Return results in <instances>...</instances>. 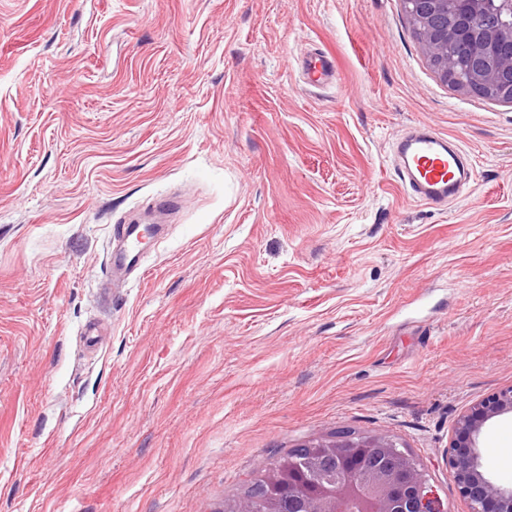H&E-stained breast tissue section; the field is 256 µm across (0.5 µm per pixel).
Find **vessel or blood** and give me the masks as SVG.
Here are the masks:
<instances>
[{"instance_id": "obj_1", "label": "vessel or blood", "mask_w": 512, "mask_h": 512, "mask_svg": "<svg viewBox=\"0 0 512 512\" xmlns=\"http://www.w3.org/2000/svg\"><path fill=\"white\" fill-rule=\"evenodd\" d=\"M305 67L310 81L319 85L332 77L331 62L322 56L309 58ZM404 192L438 210L447 209L459 197L465 178L462 151L449 146L447 138L430 128H413L393 148Z\"/></svg>"}]
</instances>
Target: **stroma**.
Listing matches in <instances>:
<instances>
[{
    "label": "stroma",
    "instance_id": "stroma-1",
    "mask_svg": "<svg viewBox=\"0 0 512 512\" xmlns=\"http://www.w3.org/2000/svg\"><path fill=\"white\" fill-rule=\"evenodd\" d=\"M417 124L473 167L443 211L393 169ZM509 387L512 103L441 81L402 0H0V512H224L341 429L469 512L446 453ZM499 448L512 414L478 437L511 487ZM305 67L314 85L322 84L334 75L333 65L323 56L309 58ZM121 236L128 242V249L121 253L112 254L109 258V268L112 274L116 271L127 269H140L138 253L130 247L131 241L139 243L141 236L140 226L123 224L121 227Z\"/></svg>",
    "mask_w": 512,
    "mask_h": 512
}]
</instances>
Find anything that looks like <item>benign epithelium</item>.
<instances>
[{
  "label": "benign epithelium",
  "mask_w": 512,
  "mask_h": 512,
  "mask_svg": "<svg viewBox=\"0 0 512 512\" xmlns=\"http://www.w3.org/2000/svg\"><path fill=\"white\" fill-rule=\"evenodd\" d=\"M410 17L430 64L440 79L473 94L494 96L512 102V82L503 79L512 71V0H413ZM465 40L471 45L468 81L457 82L448 46ZM512 412V387L489 396L462 415L449 446L448 465L454 470L469 512H512V488L486 477L476 446L484 425L494 417ZM317 456H332L343 472L320 476L311 487L318 512H444L442 502L429 484L424 470L412 456L384 435L341 430L306 444ZM391 454L394 466L359 475L357 462L375 453ZM299 464L290 459L278 476L265 479L272 502L270 512H284L276 491L298 487Z\"/></svg>",
  "instance_id": "7a95c632"
}]
</instances>
